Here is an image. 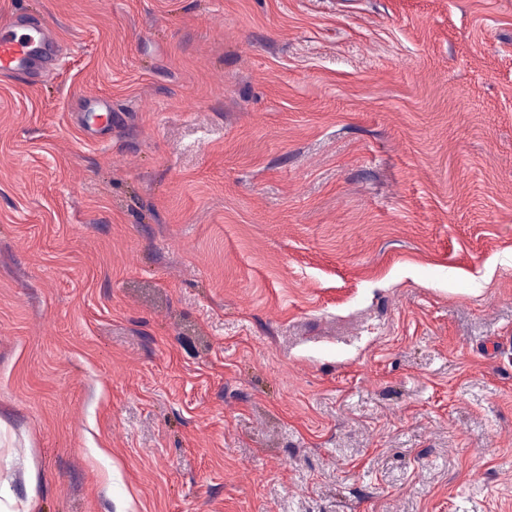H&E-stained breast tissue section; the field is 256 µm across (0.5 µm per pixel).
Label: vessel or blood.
<instances>
[{"mask_svg": "<svg viewBox=\"0 0 512 512\" xmlns=\"http://www.w3.org/2000/svg\"><path fill=\"white\" fill-rule=\"evenodd\" d=\"M62 59L58 46L45 39L40 22L20 14L0 19V74L36 77Z\"/></svg>", "mask_w": 512, "mask_h": 512, "instance_id": "1", "label": "vessel or blood"}]
</instances>
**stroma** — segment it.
<instances>
[{"mask_svg":"<svg viewBox=\"0 0 512 512\" xmlns=\"http://www.w3.org/2000/svg\"><path fill=\"white\" fill-rule=\"evenodd\" d=\"M16 9L0 512H512V0ZM23 29L25 32H17ZM21 33V34H20ZM63 57L58 46L45 39L41 22L10 14L0 22V74L36 77Z\"/></svg>","mask_w":512,"mask_h":512,"instance_id":"1","label":"stroma"}]
</instances>
